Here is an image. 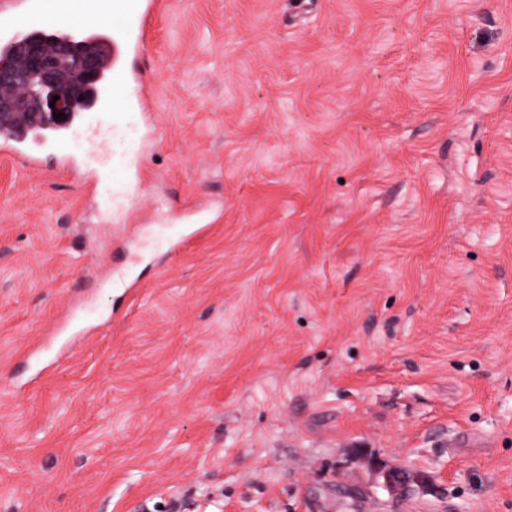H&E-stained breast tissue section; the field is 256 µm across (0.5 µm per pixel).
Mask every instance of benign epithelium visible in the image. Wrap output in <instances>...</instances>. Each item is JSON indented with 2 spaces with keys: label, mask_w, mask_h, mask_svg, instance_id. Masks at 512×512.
<instances>
[{
  "label": "benign epithelium",
  "mask_w": 512,
  "mask_h": 512,
  "mask_svg": "<svg viewBox=\"0 0 512 512\" xmlns=\"http://www.w3.org/2000/svg\"><path fill=\"white\" fill-rule=\"evenodd\" d=\"M17 48L22 56L17 63L0 67V108L15 113H28L31 103L39 104L35 114L49 128L68 125L72 121V104L84 98L93 99L101 78L100 63L92 54L77 51L69 37L58 40L59 57L44 54L41 35L33 33L20 39ZM58 97L52 101V97ZM62 112L66 119H54ZM385 486L397 491L410 477L405 472H382Z\"/></svg>",
  "instance_id": "benign-epithelium-1"
}]
</instances>
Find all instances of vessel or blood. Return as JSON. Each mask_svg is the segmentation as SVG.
<instances>
[{
	"instance_id": "vessel-or-blood-1",
	"label": "vessel or blood",
	"mask_w": 512,
	"mask_h": 512,
	"mask_svg": "<svg viewBox=\"0 0 512 512\" xmlns=\"http://www.w3.org/2000/svg\"><path fill=\"white\" fill-rule=\"evenodd\" d=\"M156 10L155 0H0V54H13L28 32L46 38L57 33L79 35L86 46L100 51L107 84L108 105L101 120L78 115L77 132L47 131L25 117L0 127V152L32 166L40 151L54 153L63 169H77L97 177L113 167L117 181L139 171L141 157L129 141L137 131L129 112L145 107L143 75L137 66L146 51L145 28ZM85 139L86 151L74 153L70 142Z\"/></svg>"
}]
</instances>
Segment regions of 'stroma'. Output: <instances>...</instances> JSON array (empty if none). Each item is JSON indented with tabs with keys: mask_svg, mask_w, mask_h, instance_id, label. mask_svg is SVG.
Masks as SVG:
<instances>
[{
	"mask_svg": "<svg viewBox=\"0 0 512 512\" xmlns=\"http://www.w3.org/2000/svg\"><path fill=\"white\" fill-rule=\"evenodd\" d=\"M146 41L122 223L0 158V512H512V0H164Z\"/></svg>",
	"mask_w": 512,
	"mask_h": 512,
	"instance_id": "1",
	"label": "stroma"
}]
</instances>
